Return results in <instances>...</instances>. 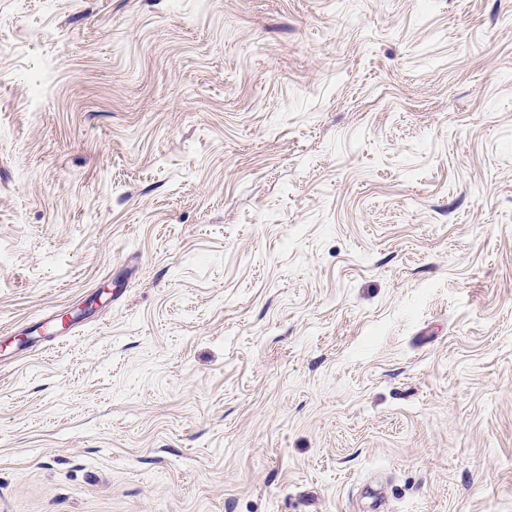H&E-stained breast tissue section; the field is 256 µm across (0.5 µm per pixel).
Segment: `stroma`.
Returning a JSON list of instances; mask_svg holds the SVG:
<instances>
[{
  "instance_id": "stroma-1",
  "label": "stroma",
  "mask_w": 512,
  "mask_h": 512,
  "mask_svg": "<svg viewBox=\"0 0 512 512\" xmlns=\"http://www.w3.org/2000/svg\"><path fill=\"white\" fill-rule=\"evenodd\" d=\"M0 512H512V0H0Z\"/></svg>"
}]
</instances>
